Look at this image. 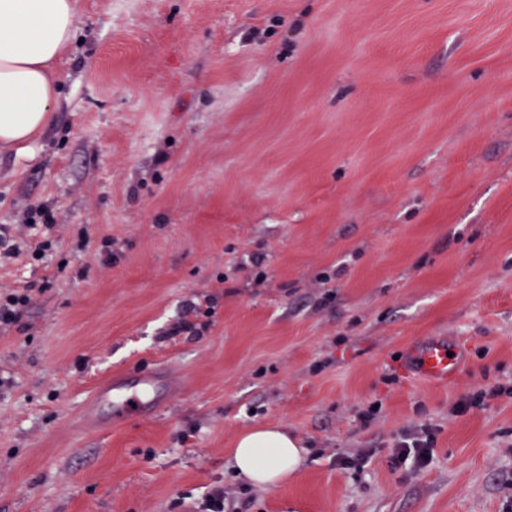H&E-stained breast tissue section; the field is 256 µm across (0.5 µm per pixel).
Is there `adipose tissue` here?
<instances>
[{
	"label": "adipose tissue",
	"mask_w": 512,
	"mask_h": 512,
	"mask_svg": "<svg viewBox=\"0 0 512 512\" xmlns=\"http://www.w3.org/2000/svg\"><path fill=\"white\" fill-rule=\"evenodd\" d=\"M79 23L76 0H0V153L25 151L49 125L55 64ZM303 455L286 429L262 426L238 437L229 461L248 485L269 488L293 477Z\"/></svg>",
	"instance_id": "obj_1"
}]
</instances>
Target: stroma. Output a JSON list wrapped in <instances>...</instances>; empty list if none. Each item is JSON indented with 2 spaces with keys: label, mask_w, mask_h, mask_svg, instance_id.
I'll list each match as a JSON object with an SVG mask.
<instances>
[{
  "label": "stroma",
  "mask_w": 512,
  "mask_h": 512,
  "mask_svg": "<svg viewBox=\"0 0 512 512\" xmlns=\"http://www.w3.org/2000/svg\"><path fill=\"white\" fill-rule=\"evenodd\" d=\"M79 8L51 124L0 154V294L35 291L0 326V512H195L217 486L237 512H512V0ZM434 338L445 384L410 369ZM143 365L183 392L84 430L96 382ZM261 424L304 463L245 490L228 451ZM422 425L431 465H394ZM447 351L453 352L451 357ZM459 352L441 340H430L412 350V368L432 383H446L453 378L459 366Z\"/></svg>",
  "instance_id": "stroma-1"
}]
</instances>
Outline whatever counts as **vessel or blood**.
Returning a JSON list of instances; mask_svg holds the SVG:
<instances>
[{"label": "vessel or blood", "instance_id": "obj_1", "mask_svg": "<svg viewBox=\"0 0 512 512\" xmlns=\"http://www.w3.org/2000/svg\"><path fill=\"white\" fill-rule=\"evenodd\" d=\"M448 343L430 340L412 350L414 371L439 384L448 382L458 370L460 357L449 352ZM179 378L168 369L148 371L136 384L116 375L99 384L82 411V424L91 430L103 427L104 420L118 421L128 416L149 415L179 390Z\"/></svg>", "mask_w": 512, "mask_h": 512}]
</instances>
